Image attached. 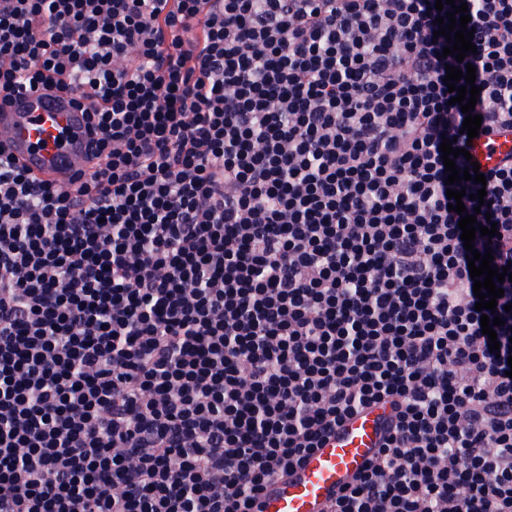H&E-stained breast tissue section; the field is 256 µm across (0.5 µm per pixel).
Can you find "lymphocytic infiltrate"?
Here are the masks:
<instances>
[{"mask_svg": "<svg viewBox=\"0 0 512 512\" xmlns=\"http://www.w3.org/2000/svg\"><path fill=\"white\" fill-rule=\"evenodd\" d=\"M479 134L512 129V0H466ZM427 0H0V103L83 106L60 185L0 147V512H260L361 410L328 512H512V282L489 349L461 214L512 262V156L468 136ZM472 146H470V153L472 157L481 163L482 165H492L494 162L503 156L505 153H510L512 150V132L504 131L496 137V150L491 153L490 149L485 145V139H474L472 140ZM491 154V159H488Z\"/></svg>", "mask_w": 512, "mask_h": 512, "instance_id": "1", "label": "lymphocytic infiltrate"}]
</instances>
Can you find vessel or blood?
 <instances>
[{
  "label": "vessel or blood",
  "instance_id": "b4317fda",
  "mask_svg": "<svg viewBox=\"0 0 512 512\" xmlns=\"http://www.w3.org/2000/svg\"><path fill=\"white\" fill-rule=\"evenodd\" d=\"M0 138L42 180L64 183L90 165L84 109L67 94L39 88L0 104ZM511 151L510 131L497 135L494 147L476 139L470 148L484 165L490 156ZM380 416L377 409L360 414L291 474L268 484L263 512H327L338 490L373 457L381 436Z\"/></svg>",
  "mask_w": 512,
  "mask_h": 512
}]
</instances>
